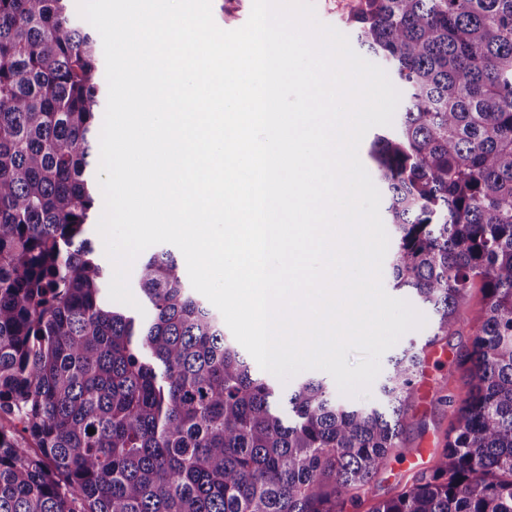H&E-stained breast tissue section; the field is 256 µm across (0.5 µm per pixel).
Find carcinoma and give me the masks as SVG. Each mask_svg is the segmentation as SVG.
<instances>
[{"label": "carcinoma", "mask_w": 512, "mask_h": 512, "mask_svg": "<svg viewBox=\"0 0 512 512\" xmlns=\"http://www.w3.org/2000/svg\"><path fill=\"white\" fill-rule=\"evenodd\" d=\"M347 24L404 89L368 156L392 289L434 315L371 405L255 373L168 248L134 272L144 313L112 304L100 46L69 0H0V512H348L409 453L425 348L476 286L436 464L370 512H512V0H357Z\"/></svg>", "instance_id": "1"}]
</instances>
